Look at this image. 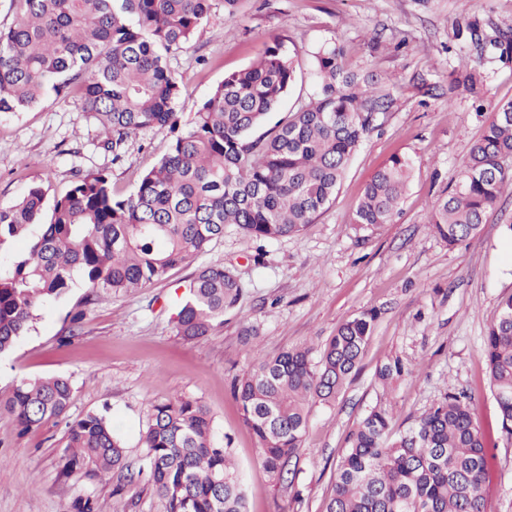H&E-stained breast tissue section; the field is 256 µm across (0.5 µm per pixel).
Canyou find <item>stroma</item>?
<instances>
[{"label": "stroma", "instance_id": "1", "mask_svg": "<svg viewBox=\"0 0 512 512\" xmlns=\"http://www.w3.org/2000/svg\"><path fill=\"white\" fill-rule=\"evenodd\" d=\"M474 11L512 33V0H240L233 18L224 0H211L207 24L167 56L181 87L183 122L225 75L251 66L277 38L299 68L265 128L313 94L312 55L331 41L343 45L353 71L386 77L395 104L352 157L330 206L300 234L267 243L229 228L152 287L90 304L89 288L80 285L38 306L28 333L0 356V404L21 380L68 377V420L107 411L134 475L117 495L114 482L91 468L62 474L67 420L23 432L0 412V512H75L87 495L97 512H165L144 472L140 437L151 405L173 398L199 401L227 438L248 512H325L337 462L371 408L386 409L394 429L403 430L451 391L466 395L476 425L491 438L490 512H512V435L501 428L481 357L498 304L512 294V187L477 234L456 246L428 222L432 202L457 183L493 105L512 99V65L498 62L481 67L482 105L448 93V71L461 57H477L453 35ZM169 144L165 133L146 129L113 160L79 97L47 94L29 110L0 116V201L38 184L52 207L79 171H108L113 186L129 192ZM395 157L414 163L400 212L393 223L359 229L352 222L358 199ZM212 263L233 269L247 292L209 336L184 340L174 329L176 303L198 267ZM370 309L378 316L357 373L335 401L309 402L297 456L273 480L234 400L235 383L258 359L320 347L341 323ZM79 311L82 322L72 323ZM394 359L403 373L380 383L378 370Z\"/></svg>", "mask_w": 512, "mask_h": 512}]
</instances>
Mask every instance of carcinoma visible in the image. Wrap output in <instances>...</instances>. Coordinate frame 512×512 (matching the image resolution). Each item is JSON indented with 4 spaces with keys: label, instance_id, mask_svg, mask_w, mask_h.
I'll list each match as a JSON object with an SVG mask.
<instances>
[{
    "label": "carcinoma",
    "instance_id": "1",
    "mask_svg": "<svg viewBox=\"0 0 512 512\" xmlns=\"http://www.w3.org/2000/svg\"><path fill=\"white\" fill-rule=\"evenodd\" d=\"M13 22L0 29V114L39 104L48 90H76L114 158L139 131L170 137L168 153L123 194L110 174L76 175L42 221L44 190L30 187L0 203V354L25 335L38 305L82 281L95 296L119 295L163 280L207 251L228 226L266 241L300 233L333 201L356 150L394 106L388 84L353 72L336 42L313 55L315 92L283 121L255 137L288 95L296 61L277 39L256 63L224 77L181 124V89L164 54L189 44L208 22L210 0H9ZM454 35L477 53L512 64V35L488 30L473 13ZM478 65L448 72V93L483 101ZM472 145L460 181L437 199L428 223L450 246L477 233L512 173V100L499 102ZM413 165L397 157L367 182L353 214L362 229L399 214ZM38 233L28 255L10 241ZM244 294L221 264L202 265L175 316L176 335H210ZM376 314L342 323L320 347L294 348L256 362L234 397L256 437L260 461L274 479L301 447L311 400L330 402L358 370ZM485 362L502 428L512 433V295L504 297L484 339ZM69 378L23 380L5 402L24 430L67 414ZM151 483L166 512H247L241 481L196 401L153 404L142 434ZM107 414L67 423L62 473L93 465L101 476L131 471ZM487 444L467 402L455 393L416 422L393 432L388 412L372 409L349 437L336 468L327 512H489Z\"/></svg>",
    "mask_w": 512,
    "mask_h": 512
}]
</instances>
